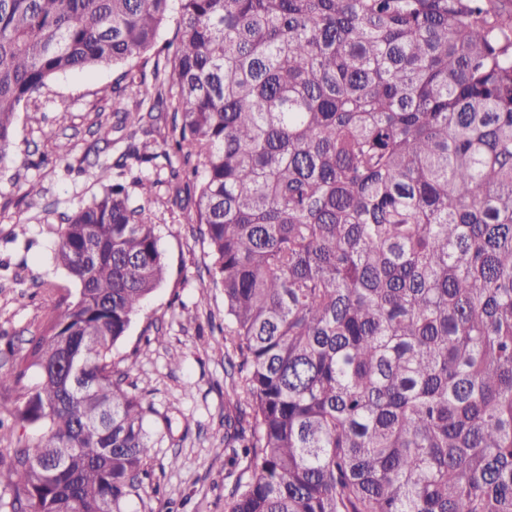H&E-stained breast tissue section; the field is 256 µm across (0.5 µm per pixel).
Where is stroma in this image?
Masks as SVG:
<instances>
[{
    "label": "stroma",
    "instance_id": "35a3bbf8",
    "mask_svg": "<svg viewBox=\"0 0 512 512\" xmlns=\"http://www.w3.org/2000/svg\"><path fill=\"white\" fill-rule=\"evenodd\" d=\"M112 70L83 69L53 78L15 119L9 161L0 167V371L22 363L28 341L46 322L54 299L41 280L72 298L75 282L51 263L62 213L97 195L100 164L129 142L112 131ZM74 150L62 161L55 145ZM150 208L166 262L163 282L116 344V368L132 366L137 392L158 411L150 428L162 436L150 485L126 512H224L234 477L224 450V356L208 346L224 323V293L205 272L207 247L165 193ZM177 466H170V459Z\"/></svg>",
    "mask_w": 512,
    "mask_h": 512
}]
</instances>
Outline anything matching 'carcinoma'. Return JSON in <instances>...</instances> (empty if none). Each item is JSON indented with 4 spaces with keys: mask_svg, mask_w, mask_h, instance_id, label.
<instances>
[{
    "mask_svg": "<svg viewBox=\"0 0 512 512\" xmlns=\"http://www.w3.org/2000/svg\"><path fill=\"white\" fill-rule=\"evenodd\" d=\"M0 0V164L52 78L111 67L130 140L60 217L78 283L29 340L25 512H124L153 406L112 350L160 285L145 201L224 290V512H512V0ZM156 50L151 70L140 63ZM164 166L162 182L146 177Z\"/></svg>",
    "mask_w": 512,
    "mask_h": 512,
    "instance_id": "cac0c4a2",
    "label": "carcinoma"
}]
</instances>
